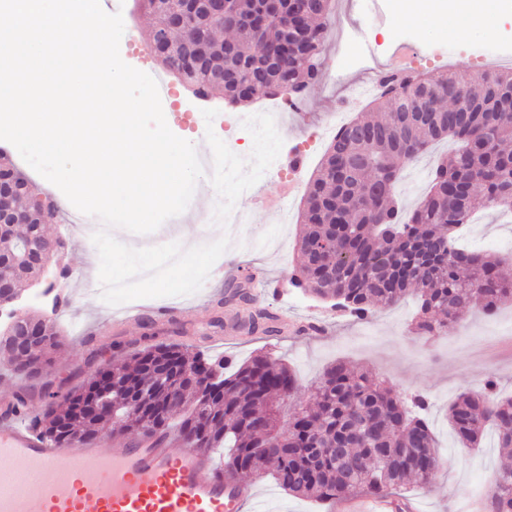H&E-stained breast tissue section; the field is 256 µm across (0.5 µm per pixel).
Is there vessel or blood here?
Instances as JSON below:
<instances>
[{
    "label": "vessel or blood",
    "mask_w": 512,
    "mask_h": 512,
    "mask_svg": "<svg viewBox=\"0 0 512 512\" xmlns=\"http://www.w3.org/2000/svg\"><path fill=\"white\" fill-rule=\"evenodd\" d=\"M0 512H245L255 492L217 469L210 454L184 441L134 436L120 448L104 441L51 444L0 407ZM79 475L72 485L65 473ZM340 512H420L415 500L349 496Z\"/></svg>",
    "instance_id": "b4317fda"
}]
</instances>
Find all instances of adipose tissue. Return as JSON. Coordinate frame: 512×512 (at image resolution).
I'll return each instance as SVG.
<instances>
[{
	"label": "adipose tissue",
	"instance_id": "adipose-tissue-1",
	"mask_svg": "<svg viewBox=\"0 0 512 512\" xmlns=\"http://www.w3.org/2000/svg\"><path fill=\"white\" fill-rule=\"evenodd\" d=\"M399 8L410 19L427 15L439 24H452L456 36L463 38L493 5L491 0H401Z\"/></svg>",
	"mask_w": 512,
	"mask_h": 512
}]
</instances>
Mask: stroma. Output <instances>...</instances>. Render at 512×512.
Here are the masks:
<instances>
[{"label":"stroma","mask_w":512,"mask_h":512,"mask_svg":"<svg viewBox=\"0 0 512 512\" xmlns=\"http://www.w3.org/2000/svg\"><path fill=\"white\" fill-rule=\"evenodd\" d=\"M112 4L121 10L127 32L120 42L122 60L149 75L167 79L171 97L164 114L171 131L181 138L193 139L209 125L203 110L213 109L217 115L210 125L218 130L220 138L236 140L235 154L248 156L249 149L239 142V132L232 122L238 116L254 115L260 110V103L234 107L220 97H194L175 78L167 77L162 65L140 55L137 43L148 39L150 26L148 16L136 11L134 0H112ZM354 24L367 28L369 35L378 33L373 17L360 15L352 0H335L327 20L323 74L306 96L308 118L300 125L280 118L275 121L283 150H296L305 157L298 191L285 197L284 179L262 177L257 188L265 194V207H256L251 193H243L235 205L241 221L230 227L228 253L237 260L236 278L259 269L265 273L264 278L250 285L258 305L281 318L317 320L321 324L318 331L268 336L259 330H236L237 316L246 311L247 305L236 301L216 307V300L226 292L228 278L224 275L210 277L195 294L174 297L179 311L171 320L157 321L148 315L125 327L115 326L114 307L105 305L99 292L85 283L84 260L96 255L97 249L72 229L66 208L60 209L58 217L45 226L49 237L66 242L64 265L68 273L57 279L65 300L56 302L51 295L35 298L34 288L28 286L22 289L23 300L28 314L53 321L59 330L61 348L47 375L55 391L82 384L97 367L95 352L122 359L144 345L150 335L158 342L181 343L190 351L203 350L237 362L255 354L282 360L296 373L300 384L298 393L282 407L281 420L285 423L295 408L307 401L322 369L334 361L369 370L397 393L424 395L430 403L426 417L442 463L428 486L410 482L401 487L400 493L422 502L423 512H466L469 499L486 497L495 475L504 467L512 468V450L498 448L497 436L490 429L479 447H463L448 423V408L460 394L481 391L491 376L498 382L500 395L512 397V304H505L490 315L473 309L451 334L426 339L410 330L416 309L413 297L359 320L302 294L290 284V276L300 261L295 243L301 231L304 189L327 150L323 142L307 146V137L330 118L337 104L344 102L353 83L368 78L365 70L351 62L352 49L344 42L345 31ZM410 27L414 39L396 47L380 42L378 66L392 72L404 62L422 74L446 69L475 74L479 71L480 54L495 55L501 41L512 42V22L505 21L500 12L488 15L484 24L473 27L462 42L454 38L451 30L439 28L424 17L411 21ZM474 215L476 221L463 228L460 243L499 258L502 273L512 279V220L480 200L475 203ZM253 485L258 494V512H336L335 504L283 491L269 477L254 480Z\"/></svg>","instance_id":"1"}]
</instances>
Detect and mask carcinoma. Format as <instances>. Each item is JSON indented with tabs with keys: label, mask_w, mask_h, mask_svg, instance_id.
I'll return each instance as SVG.
<instances>
[{
	"label": "carcinoma",
	"mask_w": 512,
	"mask_h": 512,
	"mask_svg": "<svg viewBox=\"0 0 512 512\" xmlns=\"http://www.w3.org/2000/svg\"><path fill=\"white\" fill-rule=\"evenodd\" d=\"M163 24L180 0H139ZM245 24L198 10L173 31L171 43L150 41L163 68L193 86L198 98L223 95L233 104H249L278 95L304 96L320 79L330 0H311L303 17L307 37L284 43L290 15L283 0L265 26L248 23L265 8L263 0H234ZM205 62L193 64L197 48ZM249 86L242 97L238 89ZM426 103L424 117L412 109L405 91L388 88L373 100L383 119L357 118L334 139L309 182L302 212L304 227L296 248L302 264L290 278L293 287L353 316L369 315L407 295L417 299L412 332L448 334L480 301L487 313L512 302V280L500 277L479 252L458 242V233L481 193L488 205L512 211V70L477 77L443 71L411 83ZM466 93L467 112L451 111ZM458 147L433 169L429 190L406 210L395 184L406 163L443 139ZM481 141L489 158L487 176L470 185L469 197L455 193L456 181L469 173V144ZM0 179L11 185L8 202L27 214L23 231L0 226V254L11 264L0 270L19 283L34 280L37 269L26 257L37 250H60L64 243L45 235L50 215L35 204L28 179L10 162L0 161ZM278 317L262 308L247 321L251 330L278 332ZM60 347L56 326L45 337L13 354L5 363L18 376L42 383L45 405L32 425L43 439L57 444L93 443L109 430L129 436L165 435L179 419L178 432L205 452L224 449V465L247 467L249 478L272 476L284 490L332 502L346 495H388L409 477L426 486L438 467L434 434L420 415L424 401L395 394L368 373L342 363L326 368L313 384L315 400L293 416L288 431L279 429L280 400L298 389L287 366L257 355L226 372L224 358L191 356L179 343L147 344L123 363L104 361L81 386L50 391L45 375ZM184 369L202 382L168 398L167 391ZM112 380L109 409L91 416L81 406L99 391V376ZM448 421L467 448L480 445L484 429H496L498 447L512 448V398H499L489 379L484 391L465 393L448 408ZM490 512H512V469L491 482Z\"/></svg>",
	"instance_id": "carcinoma-1"
}]
</instances>
